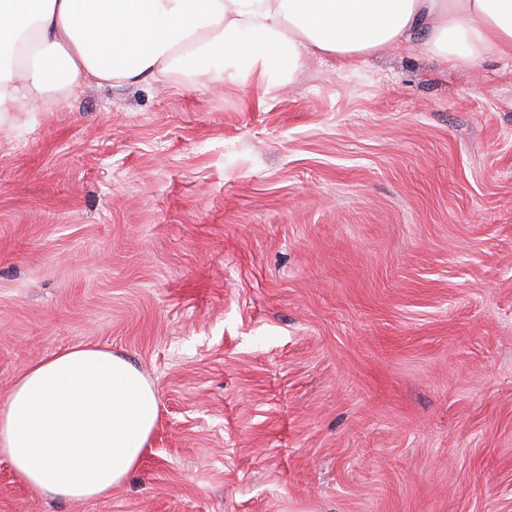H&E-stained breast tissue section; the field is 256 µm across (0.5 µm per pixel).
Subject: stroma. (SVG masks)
<instances>
[{
  "label": "stroma",
  "instance_id": "35a3bbf8",
  "mask_svg": "<svg viewBox=\"0 0 512 512\" xmlns=\"http://www.w3.org/2000/svg\"><path fill=\"white\" fill-rule=\"evenodd\" d=\"M421 45L15 114L0 399L97 346L160 414L95 500L0 457V512H512V61Z\"/></svg>",
  "mask_w": 512,
  "mask_h": 512
}]
</instances>
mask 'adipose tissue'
Segmentation results:
<instances>
[{"label":"adipose tissue","mask_w":512,"mask_h":512,"mask_svg":"<svg viewBox=\"0 0 512 512\" xmlns=\"http://www.w3.org/2000/svg\"><path fill=\"white\" fill-rule=\"evenodd\" d=\"M462 66L512 58V0H0V128L82 85L215 75L217 54L275 78L314 53L350 63L411 44ZM154 387L112 351L78 346L29 366L0 400V457L35 493L104 496L138 467Z\"/></svg>","instance_id":"1"}]
</instances>
